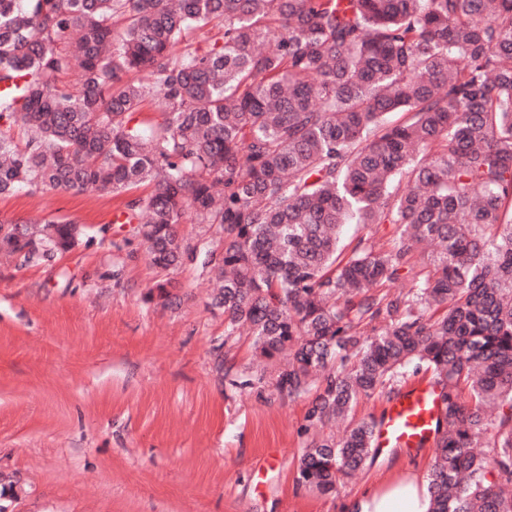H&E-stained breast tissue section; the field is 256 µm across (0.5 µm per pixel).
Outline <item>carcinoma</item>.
Segmentation results:
<instances>
[{
    "label": "carcinoma",
    "instance_id": "cac0c4a2",
    "mask_svg": "<svg viewBox=\"0 0 512 512\" xmlns=\"http://www.w3.org/2000/svg\"><path fill=\"white\" fill-rule=\"evenodd\" d=\"M146 181L126 209L150 262L196 260L187 215L218 231L212 305L280 393L323 373L311 426L423 367L430 512H512V0H0V195ZM79 236L0 219L25 263ZM376 425L312 441L299 484L336 491ZM376 238L382 239L386 244H391L396 235V226L394 224H378L371 228L361 230L356 224H345L341 229V237L347 241L354 239L358 235L366 233H375Z\"/></svg>",
    "mask_w": 512,
    "mask_h": 512
}]
</instances>
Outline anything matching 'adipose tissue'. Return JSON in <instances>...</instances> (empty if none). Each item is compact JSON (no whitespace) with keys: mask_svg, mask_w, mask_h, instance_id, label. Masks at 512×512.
<instances>
[{"mask_svg":"<svg viewBox=\"0 0 512 512\" xmlns=\"http://www.w3.org/2000/svg\"><path fill=\"white\" fill-rule=\"evenodd\" d=\"M427 483L412 480L380 489H367L345 501L341 512H429Z\"/></svg>","mask_w":512,"mask_h":512,"instance_id":"obj_1","label":"adipose tissue"}]
</instances>
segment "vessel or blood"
I'll return each mask as SVG.
<instances>
[{
  "instance_id": "vessel-or-blood-1",
  "label": "vessel or blood",
  "mask_w": 512,
  "mask_h": 512,
  "mask_svg": "<svg viewBox=\"0 0 512 512\" xmlns=\"http://www.w3.org/2000/svg\"><path fill=\"white\" fill-rule=\"evenodd\" d=\"M437 413L438 404L430 386L419 383L410 387L392 401L376 429L375 447L414 450L428 444Z\"/></svg>"
}]
</instances>
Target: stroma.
<instances>
[{"mask_svg":"<svg viewBox=\"0 0 512 512\" xmlns=\"http://www.w3.org/2000/svg\"><path fill=\"white\" fill-rule=\"evenodd\" d=\"M116 194L15 193L0 217L67 218L76 245L22 266L0 254V512H340L371 483L426 476L393 449L332 495L298 485L313 393L279 394L246 336L227 337L196 261L152 266ZM169 278L173 305L148 302Z\"/></svg>","mask_w":512,"mask_h":512,"instance_id":"35a3bbf8","label":"stroma"}]
</instances>
